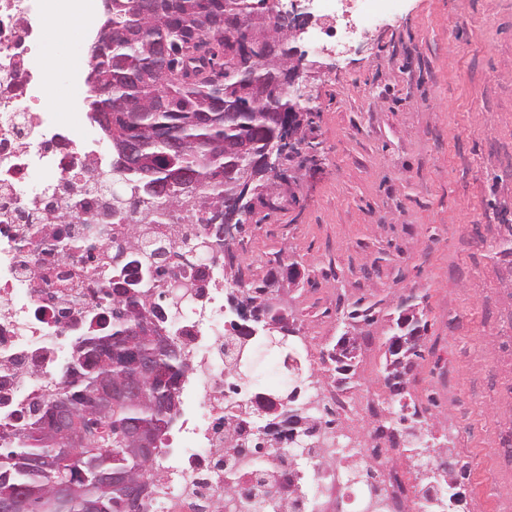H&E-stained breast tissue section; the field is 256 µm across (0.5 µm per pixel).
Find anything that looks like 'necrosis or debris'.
Listing matches in <instances>:
<instances>
[{"mask_svg":"<svg viewBox=\"0 0 512 512\" xmlns=\"http://www.w3.org/2000/svg\"><path fill=\"white\" fill-rule=\"evenodd\" d=\"M318 51L343 53L394 0H316ZM62 20L96 36L103 0H0V437L20 428L21 414L56 389L84 336L112 320L114 276L139 261L147 245L180 253L201 240L188 207L171 209L163 224H112L96 231L120 183L111 152L99 139H76L91 118L83 110L90 61L71 60L74 90L66 113L50 109L54 77L39 68L51 29ZM137 291L153 299L172 280L164 326L180 345L188 372L169 441L152 462L149 512H235L224 492L232 471L258 505L286 512L301 493L289 486L288 466L254 444L230 447L228 411L235 402L224 364V279L214 266L196 277L191 266L156 276L138 269ZM347 464L336 462V437L318 432L315 460L328 473L313 493L315 507L369 512L372 481L386 490L385 512H409L398 470L382 451L381 434L362 435Z\"/></svg>","mask_w":512,"mask_h":512,"instance_id":"necrosis-or-debris-1","label":"necrosis or debris"}]
</instances>
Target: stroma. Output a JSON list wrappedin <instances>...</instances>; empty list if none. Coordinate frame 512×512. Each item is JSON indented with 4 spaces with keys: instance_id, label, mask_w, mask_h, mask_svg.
<instances>
[{
    "instance_id": "obj_1",
    "label": "stroma",
    "mask_w": 512,
    "mask_h": 512,
    "mask_svg": "<svg viewBox=\"0 0 512 512\" xmlns=\"http://www.w3.org/2000/svg\"><path fill=\"white\" fill-rule=\"evenodd\" d=\"M302 49L311 47L303 37ZM57 24L37 63L87 53ZM312 150L285 162L233 248L225 278L275 274L302 359L357 336L350 397L422 414L466 472L458 512L512 503V0H397L343 55L310 54ZM300 276L289 282L286 267ZM428 322L404 396L382 374L390 317ZM376 323L349 324L354 303Z\"/></svg>"
}]
</instances>
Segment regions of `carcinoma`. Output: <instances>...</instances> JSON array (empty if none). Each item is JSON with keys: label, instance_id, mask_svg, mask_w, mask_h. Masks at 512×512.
I'll list each match as a JSON object with an SVG mask.
<instances>
[{"label": "carcinoma", "instance_id": "1", "mask_svg": "<svg viewBox=\"0 0 512 512\" xmlns=\"http://www.w3.org/2000/svg\"><path fill=\"white\" fill-rule=\"evenodd\" d=\"M263 2L112 0V11L102 23L110 28L111 37L92 47L89 110L112 144L126 180L142 184L143 217L150 221H156L165 205L177 204L192 206L199 223L210 228L224 223V177L254 161V156L242 155L233 146L246 141L258 153L288 134L284 124L268 117L270 112L286 114L294 104L284 92L288 35L273 17H268L269 40L259 47L273 57L256 69L234 63V38H245L239 23L264 11ZM274 89L280 90L274 101L264 98ZM172 132L182 141L179 152L169 147ZM128 137L143 139L150 164H133L122 147ZM202 243L217 257L230 251L215 232ZM126 284L120 278L112 282V324L81 341L73 373L26 410L23 430L14 434L9 447H0V502L21 495L25 512H143L146 468L165 446L179 412L178 388L186 366L175 342L161 349L154 340L161 332V307L147 305ZM268 286L266 279L249 285L238 282L229 301L247 307L257 321L281 323L284 317L270 304ZM375 316L373 304L357 303L347 313L352 323H370ZM394 325L385 342L388 358L383 377L393 392L400 385L393 365L403 359V370L411 372L422 357L427 332V323L418 318L404 331L400 320ZM407 334L416 336L413 351L393 350L395 339ZM132 349L161 363L167 379L146 381L148 397H130L112 405L108 414L92 418L98 413L103 381L136 373ZM332 353L331 349L322 353V364L332 365L336 384H352L355 365H336ZM277 400L279 412L257 430L273 436L286 451L292 444L288 419L300 408L284 395ZM61 405L78 411L77 418L89 434L85 445L76 447L53 433L54 414ZM137 431L155 433L146 456L134 451L137 444L131 434ZM409 450L425 465L442 463L448 455L413 442ZM31 458L43 460V467H29ZM464 470L457 461L445 469L440 501L447 502L445 490ZM101 474L118 478L112 493L100 490ZM67 478L81 493L64 499L57 484Z\"/></svg>", "mask_w": 512, "mask_h": 512}]
</instances>
